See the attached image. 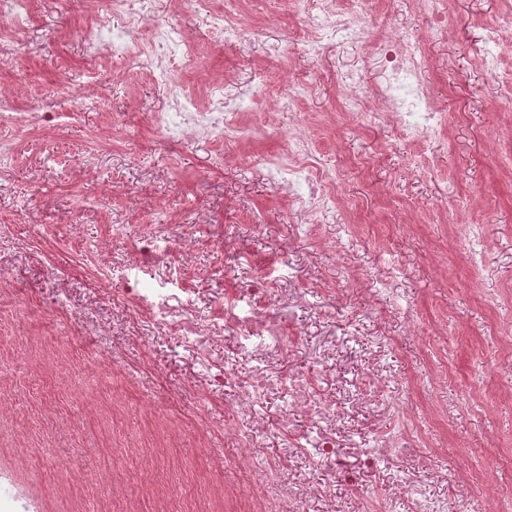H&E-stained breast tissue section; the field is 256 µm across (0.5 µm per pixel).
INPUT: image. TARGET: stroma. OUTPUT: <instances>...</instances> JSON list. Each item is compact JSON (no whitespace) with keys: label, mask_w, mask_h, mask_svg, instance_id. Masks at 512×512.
<instances>
[{"label":"stroma","mask_w":512,"mask_h":512,"mask_svg":"<svg viewBox=\"0 0 512 512\" xmlns=\"http://www.w3.org/2000/svg\"><path fill=\"white\" fill-rule=\"evenodd\" d=\"M155 20L195 41L188 0H151ZM378 38L423 39L428 88L447 114L426 142L428 166L392 124L339 107L338 76L385 75L368 47L302 50V0H248L237 43L202 48L184 88L263 70L269 108L259 137L168 141L152 122L173 88L137 60L89 55L97 25L116 28L109 0H33L29 30L0 62V96L17 112L45 103L64 121L16 134L0 171V512H224L225 487L246 476L224 463L237 391L216 387L165 325L144 322L126 294L154 226L177 225L169 260L150 274L195 300L200 325L224 295L268 266L280 279L269 311L298 337L273 364L311 375L336 400L344 455L403 432L355 484H327L326 465L290 464L285 480L327 487L303 512H494L512 502V111L470 48L500 0H450L435 38L417 0H379ZM314 72L283 103L292 74ZM306 123L336 171L338 197L311 233L264 159ZM484 227L471 267L465 227ZM71 460L72 473L53 463ZM117 472L120 495L98 481Z\"/></svg>","instance_id":"stroma-1"}]
</instances>
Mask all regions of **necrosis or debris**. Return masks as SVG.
<instances>
[{"label": "necrosis or debris", "mask_w": 512, "mask_h": 512, "mask_svg": "<svg viewBox=\"0 0 512 512\" xmlns=\"http://www.w3.org/2000/svg\"><path fill=\"white\" fill-rule=\"evenodd\" d=\"M111 3L113 13L122 16L123 25L103 32V39L114 55L138 58L141 67L164 87L177 74L196 66L195 44L218 39L237 41L247 27L241 0H191V9L203 19L196 41L191 44L177 25L153 19L146 0ZM308 3L304 46L309 56H318L324 46L338 38L369 45L386 75L385 84L369 92L358 73H342L339 83L345 91L346 111L360 112L377 121H392L406 140L419 146L444 129L446 116L428 92L425 53L420 42L405 36L375 38L374 17L366 8L367 0ZM507 40L512 41V6L499 12L476 49L480 66L497 78L502 101L511 104L512 64L505 61L501 50ZM236 95V86L227 83L211 93L203 105L194 92L183 90L173 96L168 111L156 115L154 122L172 142L191 135L221 144L252 138L255 126L244 123L238 108L231 104ZM265 165L278 188L291 198L294 212L303 223L313 228L326 222L336 207V174L314 149L304 129L291 132L287 151L268 155ZM271 284V272H262L248 288L226 298L213 312L215 326L231 335L237 350L254 356L260 363L247 381L240 380L226 362L205 353L206 335L194 318L175 317L168 289L139 278L128 288L141 317L173 325L215 382L238 388L239 396L229 411L254 423L250 432L230 429L225 433L237 448L232 464L248 473L247 489L224 493L225 500L231 503L229 512H300V504L308 495L307 490L283 481L282 459L252 468L251 461L264 434H279L289 447L330 461L336 459L340 446L335 402L312 396L301 377L282 378L269 370L270 363L289 345L281 320L266 311ZM276 385L287 393V407L274 414L259 413L257 406L264 390Z\"/></svg>", "instance_id": "obj_1"}]
</instances>
